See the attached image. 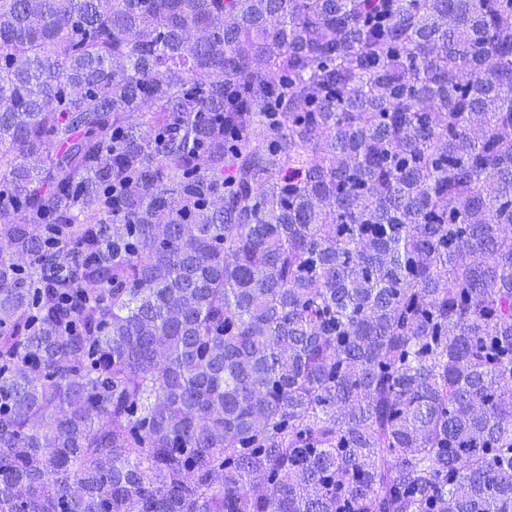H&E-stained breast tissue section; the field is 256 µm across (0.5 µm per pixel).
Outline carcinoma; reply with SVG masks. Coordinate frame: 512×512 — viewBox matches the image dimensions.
Here are the masks:
<instances>
[{
  "instance_id": "cac0c4a2",
  "label": "carcinoma",
  "mask_w": 512,
  "mask_h": 512,
  "mask_svg": "<svg viewBox=\"0 0 512 512\" xmlns=\"http://www.w3.org/2000/svg\"><path fill=\"white\" fill-rule=\"evenodd\" d=\"M0 512H512V0H0Z\"/></svg>"
}]
</instances>
